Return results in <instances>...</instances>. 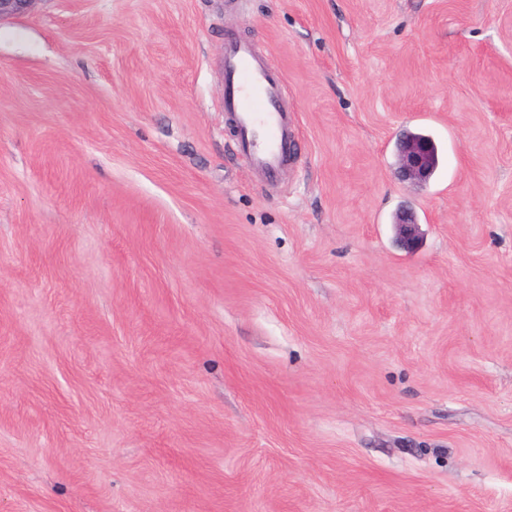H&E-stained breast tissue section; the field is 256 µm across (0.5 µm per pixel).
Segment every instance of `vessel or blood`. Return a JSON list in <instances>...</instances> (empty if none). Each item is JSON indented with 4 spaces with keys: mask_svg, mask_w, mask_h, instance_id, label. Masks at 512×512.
<instances>
[{
    "mask_svg": "<svg viewBox=\"0 0 512 512\" xmlns=\"http://www.w3.org/2000/svg\"><path fill=\"white\" fill-rule=\"evenodd\" d=\"M223 77L224 109L235 119L239 149L257 173L276 177L291 164L295 146L280 75L250 41L229 39Z\"/></svg>",
    "mask_w": 512,
    "mask_h": 512,
    "instance_id": "1",
    "label": "vessel or blood"
}]
</instances>
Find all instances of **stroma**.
Here are the masks:
<instances>
[{
	"label": "stroma",
	"mask_w": 512,
	"mask_h": 512,
	"mask_svg": "<svg viewBox=\"0 0 512 512\" xmlns=\"http://www.w3.org/2000/svg\"><path fill=\"white\" fill-rule=\"evenodd\" d=\"M230 36L287 86L274 186ZM0 512H512V0L0 22ZM224 110L235 119L238 148L254 170L274 178L287 169L295 146L280 75L243 39L224 42ZM435 146L427 136L406 135L399 143L398 173L403 181L426 182L434 172ZM394 226L397 238L403 248H415L421 237V227L413 212L400 211Z\"/></svg>",
	"instance_id": "35a3bbf8"
}]
</instances>
